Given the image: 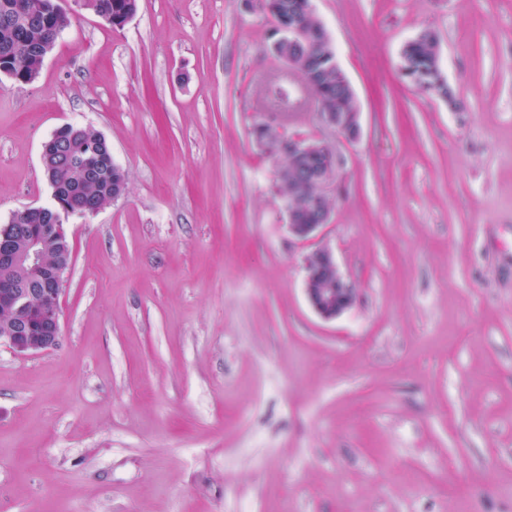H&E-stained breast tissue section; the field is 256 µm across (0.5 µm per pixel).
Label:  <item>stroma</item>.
Masks as SVG:
<instances>
[{
  "instance_id": "stroma-1",
  "label": "stroma",
  "mask_w": 512,
  "mask_h": 512,
  "mask_svg": "<svg viewBox=\"0 0 512 512\" xmlns=\"http://www.w3.org/2000/svg\"><path fill=\"white\" fill-rule=\"evenodd\" d=\"M361 135L326 134L255 0L87 10L31 83L0 74V225L52 203L62 125L126 193L66 222L61 341L0 344V512H512V0H312ZM439 43L457 107L412 84ZM327 138L335 205L288 230L253 135ZM328 248L357 290L305 294ZM95 10L93 11L101 20L112 27H118L114 22L113 18L117 15L123 7L132 1L137 10V0H94ZM421 38L408 42L404 51L405 76L414 81L416 76L422 75L439 60L438 41L429 31ZM404 47V48H405ZM404 68L402 69L405 72ZM68 142L57 134L44 143L41 152V165L45 171L50 170L54 164L68 156ZM326 265L335 273L328 282H320L322 266ZM307 277L305 292L313 310L323 319H336L352 308L357 300L356 288L343 276L332 252L318 248L305 258Z\"/></svg>"
}]
</instances>
